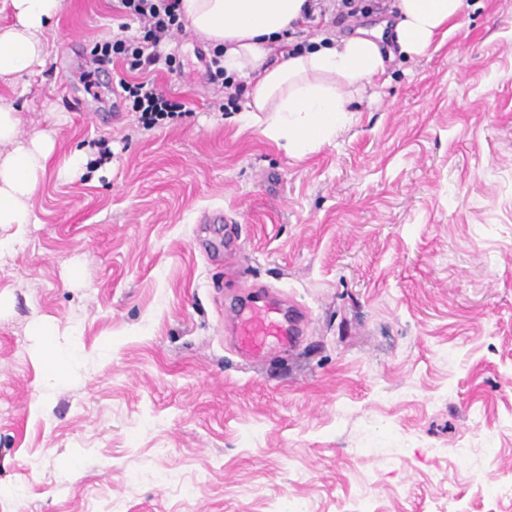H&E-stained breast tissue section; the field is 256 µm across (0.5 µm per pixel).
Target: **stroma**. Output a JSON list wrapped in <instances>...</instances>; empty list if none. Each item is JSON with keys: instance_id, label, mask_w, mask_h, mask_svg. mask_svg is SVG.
<instances>
[{"instance_id": "stroma-1", "label": "stroma", "mask_w": 512, "mask_h": 512, "mask_svg": "<svg viewBox=\"0 0 512 512\" xmlns=\"http://www.w3.org/2000/svg\"><path fill=\"white\" fill-rule=\"evenodd\" d=\"M465 2L297 159L215 106L190 30L156 75L190 111L144 129L121 67L81 78L137 23L62 0L44 65L0 79L55 144L34 224L0 228V512H512V0ZM258 284L301 333L246 360L224 309Z\"/></svg>"}]
</instances>
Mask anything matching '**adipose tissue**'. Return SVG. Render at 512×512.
I'll return each mask as SVG.
<instances>
[{
    "instance_id": "ef3b65f1",
    "label": "adipose tissue",
    "mask_w": 512,
    "mask_h": 512,
    "mask_svg": "<svg viewBox=\"0 0 512 512\" xmlns=\"http://www.w3.org/2000/svg\"><path fill=\"white\" fill-rule=\"evenodd\" d=\"M306 0H180L187 28L223 49L227 73L252 83L243 126L253 128L292 157L330 143L352 119L351 106L375 77L384 73V50L367 37L286 50L269 63L275 47H285V31L304 19ZM15 21L0 26V78H19L42 64L48 25L61 0H10ZM464 0H394L395 43L400 52L425 53L435 37L458 17ZM14 108L0 105V226L33 221L32 200L54 150L49 135L18 138Z\"/></svg>"
}]
</instances>
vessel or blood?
<instances>
[{"instance_id":"vessel-or-blood-1","label":"vessel or blood","mask_w":512,"mask_h":512,"mask_svg":"<svg viewBox=\"0 0 512 512\" xmlns=\"http://www.w3.org/2000/svg\"><path fill=\"white\" fill-rule=\"evenodd\" d=\"M278 309L269 303L247 307L231 306L224 318L225 325L236 337L242 355L252 357L266 352L269 339L287 343L288 332L277 320Z\"/></svg>"}]
</instances>
